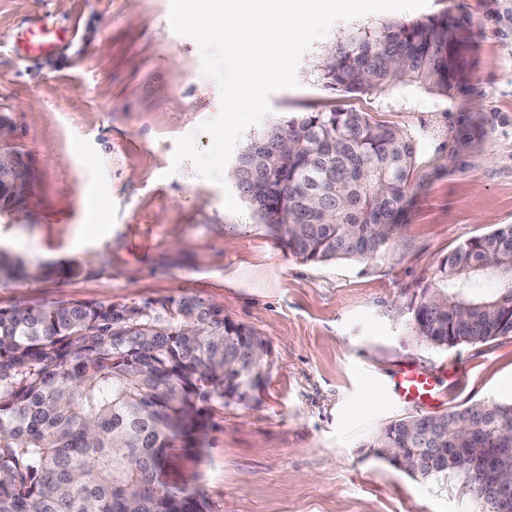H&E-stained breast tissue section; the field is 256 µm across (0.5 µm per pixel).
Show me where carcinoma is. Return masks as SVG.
<instances>
[{"label":"carcinoma","mask_w":512,"mask_h":512,"mask_svg":"<svg viewBox=\"0 0 512 512\" xmlns=\"http://www.w3.org/2000/svg\"><path fill=\"white\" fill-rule=\"evenodd\" d=\"M460 22L448 15L357 31L318 66L354 94L410 87L446 98L464 74ZM414 140L368 113L336 108L279 120L238 154L231 178L269 232L304 262L370 259L410 203ZM0 172V208L25 190ZM26 275L0 250V277ZM490 276L497 288L480 292ZM416 341L439 350L512 337V224L458 246L410 302ZM263 341L195 295L131 305L94 301L0 307V512H207L168 473L204 428L203 404L244 401L261 383ZM377 444L404 449L423 479L485 448L512 469V400L389 423ZM464 488L495 512L481 472Z\"/></svg>","instance_id":"1"}]
</instances>
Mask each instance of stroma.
I'll use <instances>...</instances> for the list:
<instances>
[{
    "mask_svg": "<svg viewBox=\"0 0 512 512\" xmlns=\"http://www.w3.org/2000/svg\"><path fill=\"white\" fill-rule=\"evenodd\" d=\"M71 29L57 60L15 49L35 13ZM447 14L466 40L462 88L436 98L348 95L324 86L317 60L350 31ZM297 87L274 92L264 124L344 105L412 136V198L389 246L367 260L303 262L235 214L223 188L174 164L175 141L220 112L192 38L169 0H0V145L31 179L0 211V246L27 269L80 263L81 275L0 281V307L93 300L105 305L194 294L250 327L269 350L245 403L205 407L201 455L175 479L208 512H485L455 478H414L377 452L390 422L418 414L396 374L437 379L435 411L512 400V338L437 350L411 331L409 302L439 262L472 237L512 224V0H429L413 11L337 21L300 61Z\"/></svg>",
    "mask_w": 512,
    "mask_h": 512,
    "instance_id": "1",
    "label": "stroma"
}]
</instances>
